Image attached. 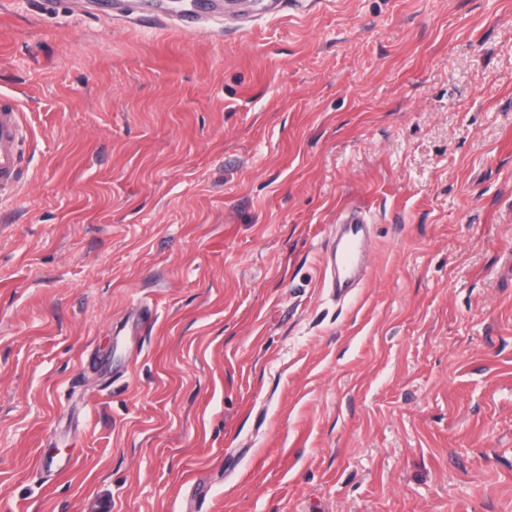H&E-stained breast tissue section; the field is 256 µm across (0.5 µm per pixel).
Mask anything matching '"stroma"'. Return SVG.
I'll list each match as a JSON object with an SVG mask.
<instances>
[{"label":"stroma","mask_w":512,"mask_h":512,"mask_svg":"<svg viewBox=\"0 0 512 512\" xmlns=\"http://www.w3.org/2000/svg\"><path fill=\"white\" fill-rule=\"evenodd\" d=\"M210 28L0 0V512H512V0ZM23 109L17 99H0V196L19 184L22 166V144L28 138ZM369 222L364 208L357 205L344 207L336 216V228L339 225L341 233L336 236V271L331 287L336 288L337 295L347 294L362 275L367 253L365 227Z\"/></svg>","instance_id":"35a3bbf8"}]
</instances>
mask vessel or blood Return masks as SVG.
Returning <instances> with one entry per match:
<instances>
[{"label": "vessel or blood", "instance_id": "obj_1", "mask_svg": "<svg viewBox=\"0 0 512 512\" xmlns=\"http://www.w3.org/2000/svg\"><path fill=\"white\" fill-rule=\"evenodd\" d=\"M318 0H258L253 12L254 18L261 19L278 15L286 5L309 6ZM152 11L155 23L172 27L183 33L201 36L207 34L210 9L202 0H195L193 6L177 14L168 13L160 0H114V20L131 23L139 20L144 11ZM28 138L23 121V109L18 100L0 101V196L13 191L19 184L22 153L21 147ZM368 218L362 207H344L336 216L341 232L336 238L334 251L336 270L331 285L337 294L348 293L360 278L365 267L367 244L365 227Z\"/></svg>", "mask_w": 512, "mask_h": 512}]
</instances>
